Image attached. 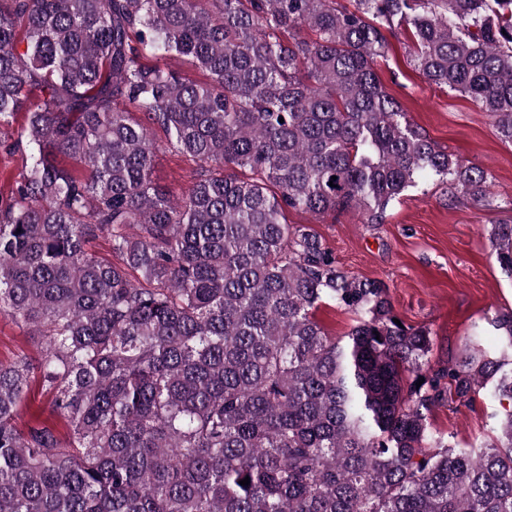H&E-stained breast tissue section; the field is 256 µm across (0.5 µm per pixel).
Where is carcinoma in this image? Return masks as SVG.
<instances>
[{"instance_id":"obj_1","label":"carcinoma","mask_w":512,"mask_h":512,"mask_svg":"<svg viewBox=\"0 0 512 512\" xmlns=\"http://www.w3.org/2000/svg\"><path fill=\"white\" fill-rule=\"evenodd\" d=\"M402 26L429 83L512 142V0H0V132L25 116L0 313L45 342L0 362V512H512V317L430 369V332L284 219L380 224L428 178L487 196L380 84L381 28ZM155 128L200 166L184 201L152 179ZM490 243L512 274V224ZM326 300L357 317L343 343ZM35 377L67 436L15 425ZM480 391L491 443L432 429Z\"/></svg>"}]
</instances>
